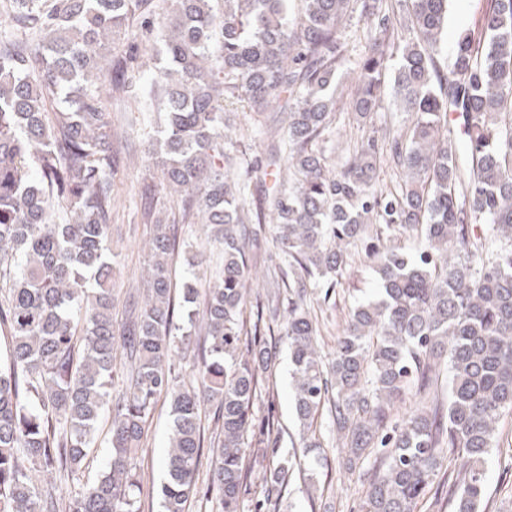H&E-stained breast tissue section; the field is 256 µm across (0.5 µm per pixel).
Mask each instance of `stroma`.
Segmentation results:
<instances>
[{
	"mask_svg": "<svg viewBox=\"0 0 512 512\" xmlns=\"http://www.w3.org/2000/svg\"><path fill=\"white\" fill-rule=\"evenodd\" d=\"M490 0H448V19L443 31L446 47H453L457 34L478 25L488 10ZM103 101L112 116L118 137L127 145L130 158L115 177L119 188L118 214L113 223L112 236L117 248L112 258V282L119 299H126L129 291L141 287V274L148 261V227L141 220L140 189L149 172L144 156L147 146L157 134L155 117L145 111L143 104L133 100L119 101L111 93H104ZM272 112L254 113L243 109L233 115L230 131L234 139L248 145V157L266 160V146L259 136L260 130L276 124ZM352 257L344 269L335 293L330 298L312 296L308 306L321 324L320 351L324 359H331L338 336H341L348 312L357 302L378 299L381 279L373 257L363 246L351 249ZM278 367L270 377V392L274 397L275 412L282 428L285 445L299 441V425L295 417L294 396L290 385L288 343H277ZM324 438L320 450L321 461L312 471L294 472L284 492V502L290 503L291 512H360L364 495L363 481L358 475H342L339 461L341 451L330 435L327 415H320L314 423ZM170 422L168 406L159 403L149 423L145 446L138 454L137 468L150 477L153 495H142L144 512H157V488L166 475L165 458L169 446ZM512 447V411L503 414L496 432L495 449L486 465L485 512H512V475L501 471V453Z\"/></svg>",
	"mask_w": 512,
	"mask_h": 512,
	"instance_id": "35a3bbf8",
	"label": "stroma"
}]
</instances>
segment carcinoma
Wrapping results in <instances>:
<instances>
[{
    "label": "carcinoma",
    "mask_w": 512,
    "mask_h": 512,
    "mask_svg": "<svg viewBox=\"0 0 512 512\" xmlns=\"http://www.w3.org/2000/svg\"><path fill=\"white\" fill-rule=\"evenodd\" d=\"M358 5L371 45L349 107L360 140L331 167L322 144L343 104L341 28ZM9 0L0 11V512H142L134 460L160 401L172 431L161 512H281L301 459L322 447L319 411L347 448L344 465L371 472L362 512H415L446 457L451 512H482L485 467L502 413L512 410V0H491L478 29L460 33L452 62L442 31L448 0ZM410 21L399 32L390 13ZM122 37V49L107 48ZM151 43L165 65L143 78ZM164 110L148 150L164 201L150 228L145 296L115 333L110 262L113 174L125 154L102 96ZM276 105L287 128L263 132L284 165L224 171L229 105ZM409 125L379 131L384 107ZM462 119L464 147L449 126ZM402 183H377L382 165ZM202 225L224 249L213 286L172 288L179 226ZM273 225L274 291L248 299L246 280ZM417 231L423 249L381 248L368 225ZM492 260L480 259L486 241ZM379 262L381 300L355 306L331 361L318 351L306 304L336 288L347 246ZM293 366L302 453L282 448L270 398L273 323ZM190 356L186 366L177 354ZM448 374V404L436 396ZM421 408L387 427L403 394ZM267 396V414L254 411ZM213 407L218 441L200 411ZM111 419L102 473L81 482L97 423ZM265 468L253 485L246 451ZM207 459L209 482L197 486Z\"/></svg>",
    "instance_id": "1"
}]
</instances>
